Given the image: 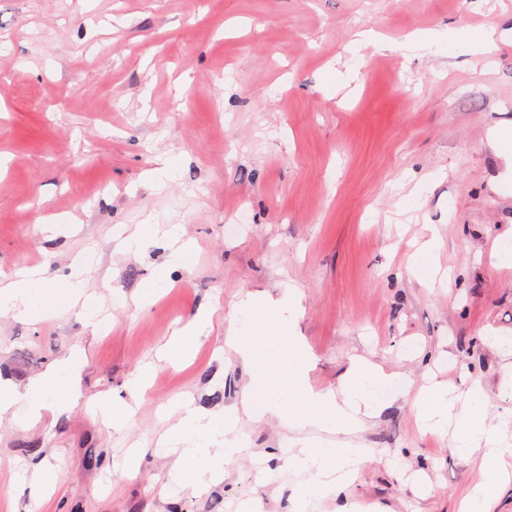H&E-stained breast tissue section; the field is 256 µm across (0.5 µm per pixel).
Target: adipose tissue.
<instances>
[{
	"instance_id": "1",
	"label": "adipose tissue",
	"mask_w": 512,
	"mask_h": 512,
	"mask_svg": "<svg viewBox=\"0 0 512 512\" xmlns=\"http://www.w3.org/2000/svg\"><path fill=\"white\" fill-rule=\"evenodd\" d=\"M184 229L179 224L147 223L120 238L117 249L123 254L142 253L156 239H165L171 249L168 263L184 265L190 253L184 242ZM83 267H74L65 276L49 275L47 269L18 270L0 274V317L42 321L70 309H79L87 321L97 317L96 298L85 291ZM213 307H201L194 318L159 348L162 359L193 356L212 326ZM78 352L59 359L25 388L0 380V418L20 426L40 420L45 413L61 411L76 399ZM490 398L477 383L466 391L445 382L435 381L421 390L414 399L420 426L431 433H451L454 450L469 457L480 454L493 477L477 486L461 505V512H489V503L496 496L497 474L512 470V443L504 438V423L489 417ZM295 465L307 473L298 499L301 504L337 493L342 484L356 478L361 451L342 445L334 439L314 437L305 442L292 457Z\"/></svg>"
}]
</instances>
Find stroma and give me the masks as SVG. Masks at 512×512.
<instances>
[{"label": "stroma", "instance_id": "stroma-1", "mask_svg": "<svg viewBox=\"0 0 512 512\" xmlns=\"http://www.w3.org/2000/svg\"><path fill=\"white\" fill-rule=\"evenodd\" d=\"M479 24H512V0H0V272L45 263L61 275L87 259L105 316L97 328L74 310L0 318V378L18 386L82 350L77 404L0 422V512H296L304 476L282 450L299 433L279 419H242L246 451L198 493L169 492L172 459L156 449L179 399L239 405L250 377L225 353L226 330L246 295L290 284L313 388H337L357 356L406 383L351 436L369 451L357 478L315 512H459L487 473L450 437L421 432L413 400L433 376L476 380L491 415L512 414V356L481 339L512 338V266L488 261L512 241V161L490 142L512 129V41L487 66L389 46ZM366 30L387 49L350 53ZM166 159L173 177L160 185ZM151 215L183 226L191 266L164 270L160 241L117 251L119 231ZM434 237L446 278L432 283L409 266ZM163 270L168 288L138 308L136 290ZM208 302L212 331L194 357L157 361ZM152 361L150 388L115 431L98 396L122 411L128 379ZM41 467L58 479L31 489Z\"/></svg>", "mask_w": 512, "mask_h": 512}]
</instances>
